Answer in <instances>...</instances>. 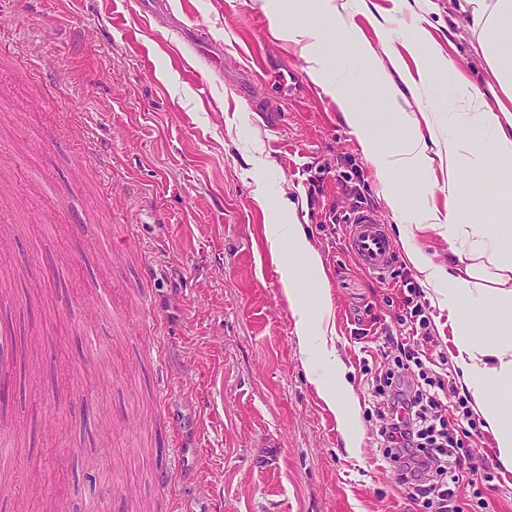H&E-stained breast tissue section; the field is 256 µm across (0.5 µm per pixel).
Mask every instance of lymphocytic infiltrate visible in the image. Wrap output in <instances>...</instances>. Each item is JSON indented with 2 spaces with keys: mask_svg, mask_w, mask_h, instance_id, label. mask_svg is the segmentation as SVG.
<instances>
[{
  "mask_svg": "<svg viewBox=\"0 0 512 512\" xmlns=\"http://www.w3.org/2000/svg\"><path fill=\"white\" fill-rule=\"evenodd\" d=\"M402 286L413 339L387 336L388 360L372 381L380 450L387 471L410 499L429 512H464L461 479L483 477L478 466L466 464L456 452V435L465 431L469 414L447 408L439 396L442 380L423 370L418 347L430 338L429 318L416 299L413 278L403 277Z\"/></svg>",
  "mask_w": 512,
  "mask_h": 512,
  "instance_id": "obj_1",
  "label": "lymphocytic infiltrate"
}]
</instances>
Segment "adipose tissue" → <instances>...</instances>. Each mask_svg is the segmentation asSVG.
Masks as SVG:
<instances>
[{
	"label": "adipose tissue",
	"mask_w": 512,
	"mask_h": 512,
	"mask_svg": "<svg viewBox=\"0 0 512 512\" xmlns=\"http://www.w3.org/2000/svg\"><path fill=\"white\" fill-rule=\"evenodd\" d=\"M458 8L465 14L468 26L479 32V50L505 101L494 109L484 94L465 93L458 105L465 117L463 133L442 141L434 132L433 114L425 112L418 116L401 111L400 93L392 91L386 104L398 110L405 138L390 152L377 145L375 114L357 106L352 90L332 78L329 59L321 50L319 29L282 20L277 21L276 29L286 39L301 44L310 64V77L339 105L394 216L415 222L418 230L439 232L447 238L449 252L458 258L457 272L443 271L411 246L408 234L400 236L405 261L423 275L426 283L434 285L438 303L446 306L455 320L462 386L471 395L475 412L491 428L499 460L512 471V234L505 229L506 223L512 222V213L502 224H465L460 220L464 204L462 172L469 159L487 157L512 169V0H460ZM423 40V33L418 30L406 45L415 60L414 71L405 75V82L412 89L429 85L433 71L445 65L439 51L424 45ZM436 161L448 174L445 204L427 201L418 210H409L394 186L397 173L422 171ZM268 238L273 246L288 249L281 282L296 318L301 352L307 355L312 347H319L325 363L339 369L336 349L303 301L291 273L292 267L303 268L320 308L328 309L330 299L320 254L308 242L302 224L294 219L270 225ZM315 385L331 411L344 423L347 449L359 448L361 435L354 427L357 401L349 387L338 376L331 380L316 378Z\"/></svg>",
	"instance_id": "obj_1"
}]
</instances>
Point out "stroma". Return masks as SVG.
Wrapping results in <instances>:
<instances>
[{
  "label": "stroma",
  "mask_w": 512,
  "mask_h": 512,
  "mask_svg": "<svg viewBox=\"0 0 512 512\" xmlns=\"http://www.w3.org/2000/svg\"><path fill=\"white\" fill-rule=\"evenodd\" d=\"M375 51L322 34L338 78L379 113L382 150L401 129L386 112L385 43L402 47L412 24L426 30L448 66L424 91L403 88L405 111L434 114L439 137L458 77L490 79L475 37L449 0H11L0 27V213L11 225L5 270L14 329L40 330L25 385L0 408L14 452L0 472V512H170L155 474L172 460L179 512H426L386 474L377 447L371 379L385 361L384 332L408 337L396 257L366 270L349 247V215L369 207L391 240L400 226L371 164L336 104L309 78L299 46L275 34L270 12L314 25L326 5ZM224 71L210 70L212 45ZM109 160L88 157L75 114ZM465 217L491 220L512 206V172L465 169ZM409 205L444 204L440 166L399 177ZM267 200L258 203V192ZM296 215L325 266L330 325L342 378L358 400L357 452L311 379L282 294L266 227ZM112 249L97 252L96 239ZM155 270L149 295L136 281L139 253ZM109 290L116 311L87 297ZM420 301L430 343L419 352L446 392L461 388L452 323ZM181 429L171 449L157 411ZM462 440L479 449L492 482L461 484L470 512H512V472L491 430Z\"/></svg>",
  "instance_id": "stroma-1"
}]
</instances>
